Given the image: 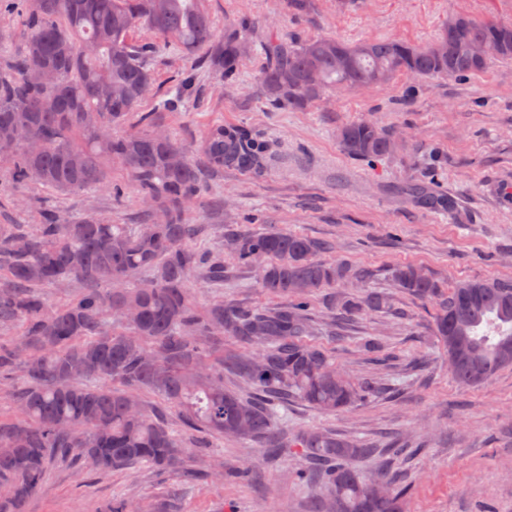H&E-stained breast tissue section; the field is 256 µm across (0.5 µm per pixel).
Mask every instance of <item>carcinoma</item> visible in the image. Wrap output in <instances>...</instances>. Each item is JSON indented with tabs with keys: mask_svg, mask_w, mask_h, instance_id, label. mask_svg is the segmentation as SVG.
<instances>
[{
	"mask_svg": "<svg viewBox=\"0 0 512 512\" xmlns=\"http://www.w3.org/2000/svg\"><path fill=\"white\" fill-rule=\"evenodd\" d=\"M205 0H27L30 37L12 69L0 72V175L16 184L60 193L114 191L112 164L128 170L149 220L114 224L95 214L79 219L45 212L38 224H0V325L17 323L19 340L0 346V381L19 417L0 419V512H23L44 479L48 460L76 456L100 471L147 463L178 469L184 441L145 409L141 395H160L192 430L214 438L267 440L278 403L293 394L322 411L349 409L371 394L367 381L336 371L331 355L304 339L310 297L362 278L315 259L324 249L298 234L266 231L231 236L233 259L259 266V288L287 305L241 310L216 303L207 311L190 300L191 282L208 265L224 279V258L205 260L191 240L206 231L186 224L185 208L202 191L201 169L259 173L267 144L221 125L192 147L178 143L158 113L130 122L153 89L151 60L163 46L206 56L224 77L246 54L236 33L219 39ZM145 27L155 41L136 44ZM512 58V23L448 19L425 46L393 39L348 43L331 36L288 44L272 35L259 81L268 101L302 110L330 89L388 84L399 74L459 77ZM351 156L392 155L397 140L372 121L338 129ZM32 141L41 150L31 152ZM149 278L131 287L137 274ZM408 294L437 304L434 336L463 386L487 384L512 367V281L469 280L443 291L414 266L395 270ZM84 285L58 305L42 288ZM360 303L336 295L341 319ZM242 351L224 355V337ZM219 347L206 360L201 342ZM230 368L255 390L243 397L224 388ZM298 453L322 466L332 512H405L406 489L385 475L374 490L352 462L373 448L321 429L301 433Z\"/></svg>",
	"mask_w": 512,
	"mask_h": 512,
	"instance_id": "obj_1",
	"label": "carcinoma"
}]
</instances>
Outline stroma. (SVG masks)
<instances>
[{
    "mask_svg": "<svg viewBox=\"0 0 512 512\" xmlns=\"http://www.w3.org/2000/svg\"><path fill=\"white\" fill-rule=\"evenodd\" d=\"M217 32H240L250 42L232 80L216 76L203 58L162 50L151 62L156 83L142 112H161L179 141L193 145L215 126L247 127L269 146L259 174L208 169L203 190L185 210L190 224H205L197 251L213 255L230 234L270 229L327 243L321 260L361 271L348 288L358 298L382 293L385 309L366 311L330 335L335 291L309 302L310 342L332 353L337 368L377 391L362 404L321 413L296 397L276 425L284 442L278 456L251 440L206 439L180 469L143 464L100 472L86 462L54 461L26 512H115L128 499H152L158 512H309L325 496L317 483L300 484L307 461L290 443L319 428L372 443L374 456L355 461L363 475L388 465L407 488L406 512H512V368L485 386L459 385L432 334L436 307L408 295L396 268L415 265L442 283L512 281V59L483 72L450 79L396 78L389 85L331 94L305 111L273 104L257 83L269 33L295 43L318 36L358 42L391 37L420 44L433 39L449 16L512 23V0H206ZM23 0H0V64L22 51L27 38ZM192 98L175 101L182 80ZM175 105L161 111L162 102ZM369 120L402 136L396 153L376 163L345 154L336 139L344 123ZM432 185L453 210L426 207L403 194L405 183ZM113 192L75 195L0 180V201L24 199L12 224L38 223L43 210L79 218L89 213L116 224H136L141 206L125 170L112 168ZM223 283L194 280L193 303L276 307L258 286L256 269L225 261ZM376 338L384 350L364 351ZM223 481L209 478L213 464ZM251 465L239 477L242 465Z\"/></svg>",
    "mask_w": 512,
    "mask_h": 512,
    "instance_id": "35a3bbf8",
    "label": "stroma"
}]
</instances>
